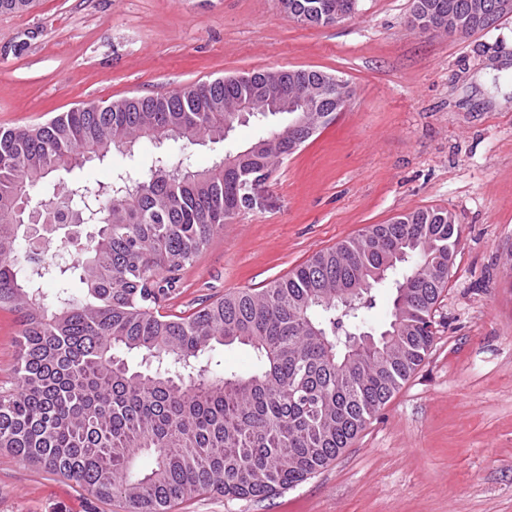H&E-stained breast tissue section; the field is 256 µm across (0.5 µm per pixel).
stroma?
<instances>
[{"label": "stroma", "instance_id": "obj_1", "mask_svg": "<svg viewBox=\"0 0 512 512\" xmlns=\"http://www.w3.org/2000/svg\"><path fill=\"white\" fill-rule=\"evenodd\" d=\"M413 0L327 26L279 0H36L0 15V127L218 77L318 69L350 107L271 173L179 274L172 310L263 288L370 224L419 208L462 226L424 363L321 472L262 500L176 512H512V15L420 32ZM0 512H124L0 450Z\"/></svg>", "mask_w": 512, "mask_h": 512}]
</instances>
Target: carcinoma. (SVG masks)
<instances>
[{
	"instance_id": "obj_1",
	"label": "carcinoma",
	"mask_w": 512,
	"mask_h": 512,
	"mask_svg": "<svg viewBox=\"0 0 512 512\" xmlns=\"http://www.w3.org/2000/svg\"><path fill=\"white\" fill-rule=\"evenodd\" d=\"M357 2L279 0L309 25ZM476 2L414 0L413 12L422 30H448L450 15L467 29ZM33 3L0 0V14ZM328 79L316 69L221 77L0 130V311L20 325L14 387L0 390L1 450L127 512H172L206 493L261 500L292 488L379 415L435 340L433 309L461 237L446 209L370 225L260 291L161 312L178 273L308 140L290 123L265 130L263 108ZM250 102L258 133L228 150L234 163L190 165L185 150L224 141L247 124L237 107ZM114 153L122 163L95 189L54 181ZM71 189L89 209L61 212ZM389 286L390 320L376 336L364 328ZM235 343L251 348L253 371H216L209 352Z\"/></svg>"
}]
</instances>
